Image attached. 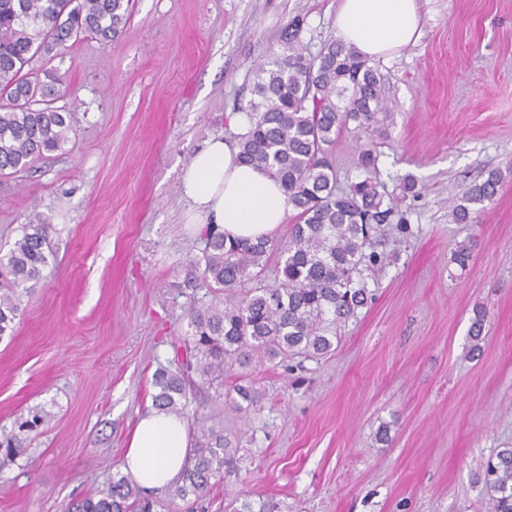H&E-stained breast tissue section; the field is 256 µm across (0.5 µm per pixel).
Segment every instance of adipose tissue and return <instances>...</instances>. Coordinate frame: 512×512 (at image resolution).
Returning <instances> with one entry per match:
<instances>
[{
    "label": "adipose tissue",
    "instance_id": "obj_1",
    "mask_svg": "<svg viewBox=\"0 0 512 512\" xmlns=\"http://www.w3.org/2000/svg\"><path fill=\"white\" fill-rule=\"evenodd\" d=\"M417 0H341L336 34L362 56L398 54L420 36ZM181 191L190 223L214 224L227 237H266L283 224L290 206L280 183L239 160L237 145L214 137L184 168ZM193 456L185 419L156 408L144 412L125 449L123 468L145 494L176 483Z\"/></svg>",
    "mask_w": 512,
    "mask_h": 512
}]
</instances>
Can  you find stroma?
Segmentation results:
<instances>
[{"label": "stroma", "instance_id": "35a3bbf8", "mask_svg": "<svg viewBox=\"0 0 512 512\" xmlns=\"http://www.w3.org/2000/svg\"><path fill=\"white\" fill-rule=\"evenodd\" d=\"M132 4L119 39H82L46 66L70 87L57 101L75 115L66 150L0 176V246L43 223L54 254L0 338V512H66L120 472L153 375L188 330L175 285L201 227L182 170L211 137L235 138L254 67L289 26L309 56L337 38L339 0ZM420 12V38L372 62L390 112L377 178L417 184L398 205L408 233L381 229L372 303L325 357L256 368V409L191 388V436L223 430L236 454L203 498L162 492L158 512L261 497L280 512H487L484 465L512 447V0H420ZM492 171L496 197L454 223ZM35 414L44 425L20 430Z\"/></svg>", "mask_w": 512, "mask_h": 512}]
</instances>
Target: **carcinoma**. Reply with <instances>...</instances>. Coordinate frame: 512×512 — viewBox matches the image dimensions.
Segmentation results:
<instances>
[{
  "label": "carcinoma",
  "instance_id": "carcinoma-1",
  "mask_svg": "<svg viewBox=\"0 0 512 512\" xmlns=\"http://www.w3.org/2000/svg\"><path fill=\"white\" fill-rule=\"evenodd\" d=\"M131 16V0H0V176L22 172L48 152L64 151L75 115L55 107L64 80H41L43 65L67 42L90 36L116 39ZM288 37V48L254 68L256 99L239 107L243 132L239 158L263 167L278 181L296 211L288 240L228 238L216 225L201 232L204 247L186 264L181 293L189 297L190 334L176 367L153 375V406L188 416L189 374L215 396L232 398L238 410L257 404L248 386L224 387L235 367H259L276 359L324 355L338 341L337 330L368 303L364 273L383 266L375 227L388 224L397 204L377 180L374 135L389 116L384 78L368 60L340 41L305 55ZM355 124L367 140L358 146L365 176L346 188L327 157L328 148ZM501 174L488 173L463 193L453 211L457 224L470 221L471 203L493 199ZM49 224H24L8 249L0 248V337L14 333L21 293L43 279L53 257ZM205 288L214 296L196 304ZM193 465L181 483L167 489L182 500L200 498L224 467L227 444L213 428L201 430ZM483 480L488 512H512V448L486 462ZM128 476L117 475L97 496L72 512H155Z\"/></svg>",
  "mask_w": 512,
  "mask_h": 512
}]
</instances>
